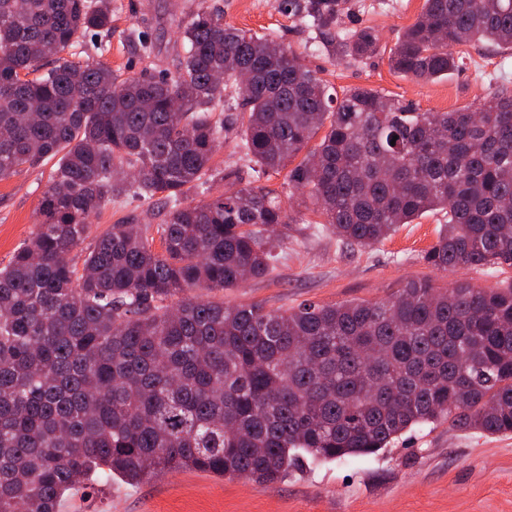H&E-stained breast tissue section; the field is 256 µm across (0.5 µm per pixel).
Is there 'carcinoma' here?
<instances>
[{
  "instance_id": "carcinoma-1",
  "label": "carcinoma",
  "mask_w": 512,
  "mask_h": 512,
  "mask_svg": "<svg viewBox=\"0 0 512 512\" xmlns=\"http://www.w3.org/2000/svg\"><path fill=\"white\" fill-rule=\"evenodd\" d=\"M345 5L295 9L340 56L377 54L374 28L340 35ZM88 35L108 50L112 0H0V181L55 162L37 232L0 267V512H60L95 476L276 482L302 458L375 454L429 423L512 434V285L409 281L385 302L277 310L193 294L266 275L292 224L261 186L220 189L237 101L263 175L327 128L289 179L342 240L369 247L440 210L430 266L512 270L511 89L453 112L365 87L336 100L300 55L206 0L171 79L69 60ZM481 44L512 49V0H424L389 61L429 81ZM159 193L161 250L135 216L83 247L106 203Z\"/></svg>"
}]
</instances>
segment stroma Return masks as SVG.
<instances>
[{
  "instance_id": "stroma-1",
  "label": "stroma",
  "mask_w": 512,
  "mask_h": 512,
  "mask_svg": "<svg viewBox=\"0 0 512 512\" xmlns=\"http://www.w3.org/2000/svg\"><path fill=\"white\" fill-rule=\"evenodd\" d=\"M198 0H112V46L105 54L87 50L81 63H102L119 79L143 73L174 76L182 55L179 25ZM225 23L272 38L300 53L330 92L367 87L422 112L473 107L502 87H512V53L464 46L463 65L447 78L416 81L394 71L389 50L414 22L423 0H347L339 19L343 33L370 26L380 36V52L353 61L312 43L294 10L275 0H207ZM140 33L143 54L130 39ZM50 166L24 169L0 181V267L37 229L36 209ZM260 184L278 194L284 207L301 215L278 250L266 276L242 287L210 292L213 300L268 309L301 302L339 304L382 302L408 280H425L438 290L467 281L480 288L503 287L512 272L460 265L443 271L423 256L437 241L444 222L431 211L401 225L393 236L370 247L342 241L324 225L323 215L288 182L287 170L265 175ZM164 198L120 197L91 219L93 234L134 215L159 224ZM61 512H512V435H484L424 424L376 455L329 462H305L288 478L261 484L244 478H217L193 471L168 472L137 485L99 481L69 499Z\"/></svg>"
}]
</instances>
